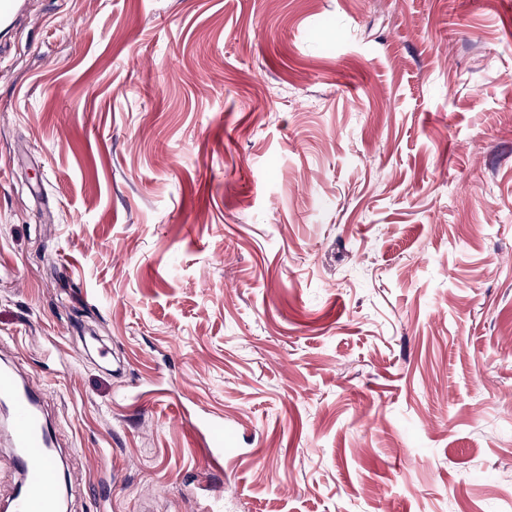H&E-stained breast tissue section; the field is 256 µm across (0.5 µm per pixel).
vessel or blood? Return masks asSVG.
<instances>
[{"mask_svg": "<svg viewBox=\"0 0 512 512\" xmlns=\"http://www.w3.org/2000/svg\"><path fill=\"white\" fill-rule=\"evenodd\" d=\"M25 0H0V30L24 18ZM0 415L7 419L12 458L22 482L11 512H58L59 475L55 435L48 424L38 390L10 363L0 364ZM211 436L215 453L224 451V419L208 415L199 421Z\"/></svg>", "mask_w": 512, "mask_h": 512, "instance_id": "1", "label": "vessel or blood"}]
</instances>
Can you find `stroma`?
I'll return each mask as SVG.
<instances>
[{"label":"stroma","mask_w":512,"mask_h":512,"mask_svg":"<svg viewBox=\"0 0 512 512\" xmlns=\"http://www.w3.org/2000/svg\"><path fill=\"white\" fill-rule=\"evenodd\" d=\"M27 11L0 358L64 512H512V0ZM200 426L211 435L212 451L216 454H224V418L209 414L199 419Z\"/></svg>","instance_id":"35a3bbf8"}]
</instances>
